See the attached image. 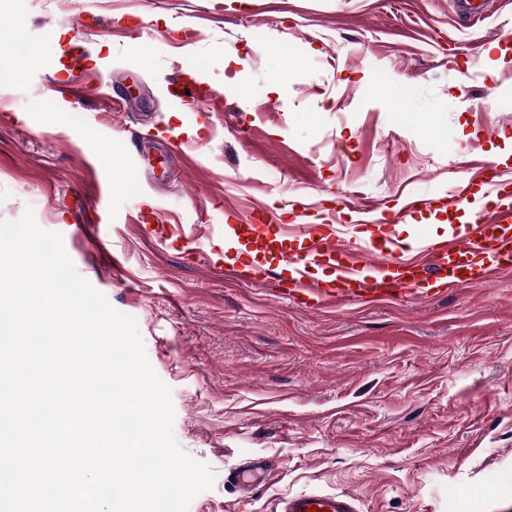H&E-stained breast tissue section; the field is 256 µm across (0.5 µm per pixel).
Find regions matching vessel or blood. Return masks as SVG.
Listing matches in <instances>:
<instances>
[{
	"instance_id": "b4317fda",
	"label": "vessel or blood",
	"mask_w": 512,
	"mask_h": 512,
	"mask_svg": "<svg viewBox=\"0 0 512 512\" xmlns=\"http://www.w3.org/2000/svg\"><path fill=\"white\" fill-rule=\"evenodd\" d=\"M90 76L82 57H75L72 78L62 85V96L74 97L92 89ZM175 85L182 104L194 107L213 99L211 90L197 83L179 78ZM484 182L494 191L478 217L443 245L423 243L418 258L412 256L410 247L392 237L378 259L364 262L360 256L367 252V245L343 243L338 225L292 224L284 228L272 223L264 208L245 216L228 206L225 220L234 224L245 248L229 254L223 267L237 277L246 270L259 273L257 256L281 250L283 237L298 239L299 249L283 258L290 275L287 293L316 310L363 297L381 303L428 297L431 284L438 281L451 286L481 285L492 272L512 269V184L498 181L491 171ZM322 265L329 268L331 287L310 277L311 268ZM282 512H357V508L354 499L345 494H309L288 498Z\"/></svg>"
}]
</instances>
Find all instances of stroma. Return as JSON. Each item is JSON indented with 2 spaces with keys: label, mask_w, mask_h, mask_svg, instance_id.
Here are the masks:
<instances>
[{
  "label": "stroma",
  "mask_w": 512,
  "mask_h": 512,
  "mask_svg": "<svg viewBox=\"0 0 512 512\" xmlns=\"http://www.w3.org/2000/svg\"><path fill=\"white\" fill-rule=\"evenodd\" d=\"M94 46L96 91L60 100L61 68ZM1 71L0 221L32 212L136 320L180 448L215 474L188 512H280L305 493L512 512V270L307 313L280 296L281 257L245 283L207 245L228 206L332 220L351 243L471 223L448 202L457 185L480 204L482 170L512 177V0L475 25L453 0H0ZM187 74L224 96L206 123L167 87ZM340 195L385 224L336 213ZM410 196L426 206L400 215ZM154 211L200 225L198 251L146 236L136 219ZM257 458L273 470L248 491L234 475Z\"/></svg>",
  "instance_id": "1"
}]
</instances>
